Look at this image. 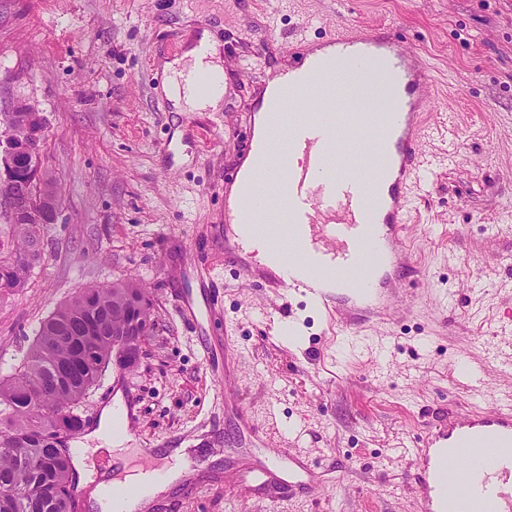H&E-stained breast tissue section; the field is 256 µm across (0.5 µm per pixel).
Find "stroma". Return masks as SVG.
I'll list each match as a JSON object with an SVG mask.
<instances>
[{"mask_svg": "<svg viewBox=\"0 0 512 512\" xmlns=\"http://www.w3.org/2000/svg\"><path fill=\"white\" fill-rule=\"evenodd\" d=\"M342 15L391 26L430 64L429 120L461 135L455 161L412 197L405 238L419 277L392 310L349 329L344 302L287 299L224 263V176L271 73L250 47L268 37L288 63L299 33L322 36ZM206 30L220 42L224 107L176 111L163 67ZM0 91L43 112L45 164L62 189L25 288L0 293V367L79 289L146 288L154 326L140 364L109 365L78 412L93 429L116 392L130 394L129 447L206 457L148 512H266L239 482L251 445L240 409L259 423L274 413L273 443L303 451L325 481L322 497L294 495L284 512H415L409 450L424 423L512 400V330L500 327L512 307V0H295L289 12L281 0H0ZM194 263L218 275L216 311L195 324L177 308L199 291ZM208 342L231 345L235 404Z\"/></svg>", "mask_w": 512, "mask_h": 512, "instance_id": "stroma-1", "label": "stroma"}]
</instances>
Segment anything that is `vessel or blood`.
<instances>
[{"mask_svg": "<svg viewBox=\"0 0 512 512\" xmlns=\"http://www.w3.org/2000/svg\"><path fill=\"white\" fill-rule=\"evenodd\" d=\"M288 50L309 57L310 64L305 72L271 79L274 94H290L289 112L271 110L266 122L270 128L286 125L283 144L267 138L246 144L263 160L252 179L263 177L269 184L253 200L252 228L260 233L287 224L295 260L270 284L314 303L337 296L348 284V273L372 269V276L352 284L349 298L366 317L391 304L396 281L411 268L405 244L411 194L433 168L423 144L447 136L445 126L425 123L435 78L425 59L395 32L359 29L344 18L323 37L300 38ZM339 58L363 68L375 85L382 71H390L400 108L348 111L339 97L334 66ZM342 134L374 143L387 159L386 170L374 172L357 155L340 154ZM286 153L300 157V165L283 162ZM248 254L247 236L225 238V263L252 278L256 270ZM412 462L417 512H512V404L492 413L449 412L426 426ZM139 466L156 480L167 478L161 448L143 449ZM248 476L272 489L268 503L273 508L283 504L284 493L317 498L324 490L321 476L296 450L257 460Z\"/></svg>", "mask_w": 512, "mask_h": 512, "instance_id": "1", "label": "vessel or blood"}]
</instances>
